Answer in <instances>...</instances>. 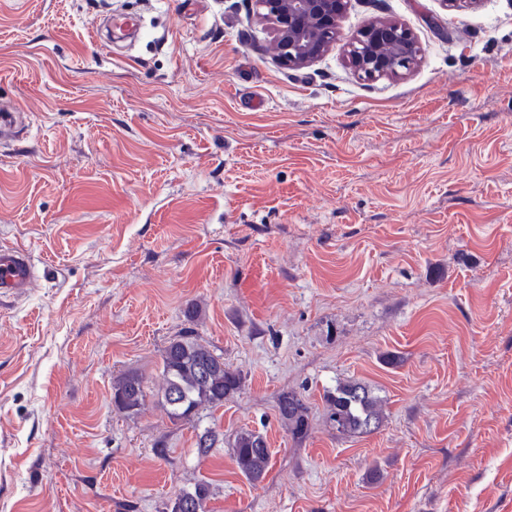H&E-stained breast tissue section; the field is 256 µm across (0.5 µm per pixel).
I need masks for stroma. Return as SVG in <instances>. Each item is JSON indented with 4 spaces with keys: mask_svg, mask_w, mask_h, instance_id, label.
I'll return each instance as SVG.
<instances>
[{
    "mask_svg": "<svg viewBox=\"0 0 512 512\" xmlns=\"http://www.w3.org/2000/svg\"><path fill=\"white\" fill-rule=\"evenodd\" d=\"M111 15L137 31L107 46ZM375 18L422 48L402 77L347 63ZM340 27L288 70L255 0H0V106L27 115L0 243L41 266L0 297V512H168L201 481L209 512H512V0H351ZM187 332L243 379L203 459L159 391ZM339 381L379 430L327 423ZM243 428L272 453L256 485ZM112 392L114 406L119 411L139 413L145 398L144 379L136 372L123 374L114 381ZM327 417L342 435L370 434L383 423L380 400L367 386L346 381L325 394ZM277 412L288 431L296 439H303L310 429L309 407L296 392H283L277 400ZM230 448L238 470L248 482L257 484L266 478L272 456L263 434L241 429L234 435Z\"/></svg>",
    "mask_w": 512,
    "mask_h": 512,
    "instance_id": "35a3bbf8",
    "label": "stroma"
}]
</instances>
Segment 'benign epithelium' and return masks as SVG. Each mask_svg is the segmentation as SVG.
I'll use <instances>...</instances> for the list:
<instances>
[{
	"mask_svg": "<svg viewBox=\"0 0 512 512\" xmlns=\"http://www.w3.org/2000/svg\"><path fill=\"white\" fill-rule=\"evenodd\" d=\"M260 19L270 24L279 63L287 69L313 66L336 43L338 21L348 0H256ZM421 55L412 32L374 20L349 39L348 62L363 78L400 77Z\"/></svg>",
	"mask_w": 512,
	"mask_h": 512,
	"instance_id": "7a95c632",
	"label": "benign epithelium"
}]
</instances>
